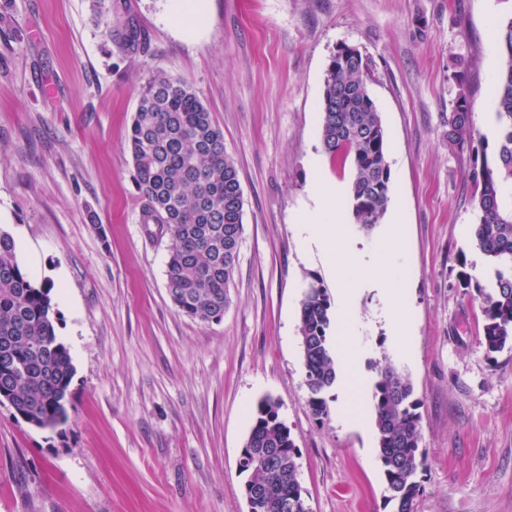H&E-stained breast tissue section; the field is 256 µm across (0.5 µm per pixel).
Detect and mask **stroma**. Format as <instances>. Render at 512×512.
<instances>
[{
  "mask_svg": "<svg viewBox=\"0 0 512 512\" xmlns=\"http://www.w3.org/2000/svg\"><path fill=\"white\" fill-rule=\"evenodd\" d=\"M171 0H0V228L20 265L52 284L76 373L68 420L30 426L0 404V512H247L237 466L260 399L275 398L309 512H392L372 401H307L299 307L331 285L329 249L298 227L317 178L346 181L321 141L336 47L362 53L386 132L395 265L410 329L401 347L362 290L360 367L389 354L421 402L427 448L415 512H512V351L488 360L483 312L461 272L489 262L474 237L470 150L448 145L466 93L482 127L512 0H203L182 35ZM134 22L144 52L116 37ZM186 80L224 132L244 232L220 321L176 309L168 241L141 221L128 132L156 73Z\"/></svg>",
  "mask_w": 512,
  "mask_h": 512,
  "instance_id": "stroma-1",
  "label": "stroma"
}]
</instances>
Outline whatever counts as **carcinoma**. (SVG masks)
<instances>
[{"label": "carcinoma", "instance_id": "1", "mask_svg": "<svg viewBox=\"0 0 512 512\" xmlns=\"http://www.w3.org/2000/svg\"><path fill=\"white\" fill-rule=\"evenodd\" d=\"M500 50L495 117L497 154L473 162L469 179L477 196L476 240L492 261L491 287L467 272L460 287H475L484 315L481 344L487 356L512 350V18L497 23ZM131 24L121 48L141 49ZM368 63L349 52L327 68L320 105L322 145L341 167H350L349 210L354 224L372 231L384 218L391 168L381 117L368 93ZM470 102L459 95L448 115V141L473 146ZM134 179L142 193V223L158 225L168 238L166 283L184 315L219 319L244 231L243 193L234 161L224 151V133L187 81L154 75L142 86L130 135ZM51 286L36 285L17 260L13 236L0 228V402L27 424L55 429L67 421L75 366L55 329ZM327 288L314 277L300 302V334L309 391L308 405L321 420L329 415L326 393L336 385L337 353ZM373 402L386 501L394 512H414L427 450L421 447L420 401L413 384L382 354ZM298 451L279 403L261 399L242 448L243 492L259 494L260 512H309L298 480Z\"/></svg>", "mask_w": 512, "mask_h": 512}]
</instances>
